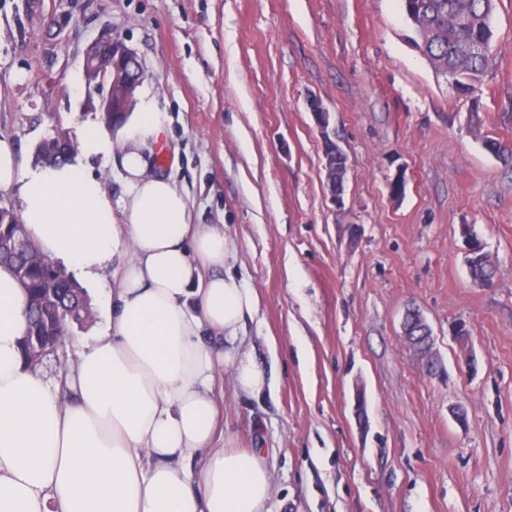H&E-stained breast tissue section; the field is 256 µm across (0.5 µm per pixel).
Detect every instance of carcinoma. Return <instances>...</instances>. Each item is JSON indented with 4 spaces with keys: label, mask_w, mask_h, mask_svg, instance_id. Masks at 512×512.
Listing matches in <instances>:
<instances>
[{
    "label": "carcinoma",
    "mask_w": 512,
    "mask_h": 512,
    "mask_svg": "<svg viewBox=\"0 0 512 512\" xmlns=\"http://www.w3.org/2000/svg\"><path fill=\"white\" fill-rule=\"evenodd\" d=\"M403 9L415 37L411 42L426 57L437 75L452 90L465 95L476 91L492 66L494 30L487 28L486 16L495 11L492 0H402ZM74 145L67 132L59 129L52 138L36 146L42 164L55 166L71 157ZM0 263L11 266L29 295V318L22 339L25 360L33 362L31 348L55 347L70 327L85 328L92 311L85 291L65 271L54 270L33 243L24 254L0 252ZM476 281L491 282V264L469 263Z\"/></svg>",
    "instance_id": "obj_1"
}]
</instances>
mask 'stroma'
I'll return each mask as SVG.
<instances>
[{"label":"stroma","mask_w":512,"mask_h":512,"mask_svg":"<svg viewBox=\"0 0 512 512\" xmlns=\"http://www.w3.org/2000/svg\"><path fill=\"white\" fill-rule=\"evenodd\" d=\"M54 40L24 0H0V137L27 159L54 128L101 122L84 57L102 32L143 65L170 121L159 168L197 224H225L229 267L260 305L241 349L256 396L229 372L224 439L263 448L269 512H512V0H496L494 62L457 96L408 42L401 0H56ZM317 98L348 159L330 195ZM403 172L405 190L389 184ZM496 269L475 283L465 229ZM432 329L446 375L402 337ZM466 323L467 343L454 334ZM73 329L41 365L75 368ZM364 396L366 423L355 413Z\"/></svg>","instance_id":"1"}]
</instances>
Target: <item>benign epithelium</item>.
I'll list each match as a JSON object with an SVG mask.
<instances>
[{
    "label": "benign epithelium",
    "instance_id": "benign-epithelium-1",
    "mask_svg": "<svg viewBox=\"0 0 512 512\" xmlns=\"http://www.w3.org/2000/svg\"><path fill=\"white\" fill-rule=\"evenodd\" d=\"M84 74L88 91H97L110 86L106 97L101 99L103 112H128L133 104L136 88L141 83L142 70L134 54L125 43L110 33L102 34L88 48L84 60ZM309 109L319 128L323 142L324 169L327 185L336 204H342L341 185L347 170V156L336 142L335 133L329 130V113L320 101L309 99ZM415 329L406 328L403 335L407 343L426 361L429 372L438 375L441 364L437 353L429 346H420L421 338L432 335L431 329L421 315H416Z\"/></svg>",
    "mask_w": 512,
    "mask_h": 512
}]
</instances>
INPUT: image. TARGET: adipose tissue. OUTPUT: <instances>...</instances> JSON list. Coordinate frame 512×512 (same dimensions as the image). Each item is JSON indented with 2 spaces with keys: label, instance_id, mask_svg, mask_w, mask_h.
Instances as JSON below:
<instances>
[{
  "label": "adipose tissue",
  "instance_id": "1",
  "mask_svg": "<svg viewBox=\"0 0 512 512\" xmlns=\"http://www.w3.org/2000/svg\"><path fill=\"white\" fill-rule=\"evenodd\" d=\"M168 121L142 94L119 138L87 124L56 167L0 138V194L17 195L48 260L94 283L127 252L105 332L57 382L22 356L29 300L0 266V512H266L264 449L215 442L217 367L232 362L245 394L265 383L238 346L259 297L226 270L223 225L193 223L187 195L149 161ZM99 157L121 171L119 201L87 169Z\"/></svg>",
  "mask_w": 512,
  "mask_h": 512
}]
</instances>
